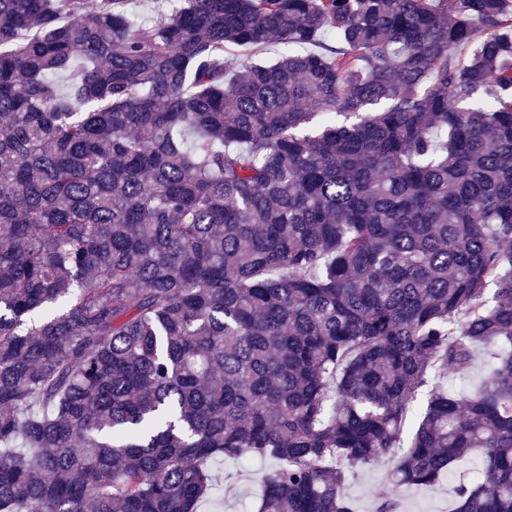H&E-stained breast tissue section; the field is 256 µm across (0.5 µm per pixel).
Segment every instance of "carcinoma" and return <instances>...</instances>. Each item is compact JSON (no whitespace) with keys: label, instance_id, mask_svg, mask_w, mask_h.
Returning a JSON list of instances; mask_svg holds the SVG:
<instances>
[{"label":"carcinoma","instance_id":"carcinoma-1","mask_svg":"<svg viewBox=\"0 0 512 512\" xmlns=\"http://www.w3.org/2000/svg\"><path fill=\"white\" fill-rule=\"evenodd\" d=\"M166 3L0 0V512H512V0ZM496 352L493 347H480L477 351L473 369L466 381L459 380L452 375H448L444 387L448 392L459 390L462 387L475 388L487 373V365L492 358V353ZM215 466L224 470L226 485H233L237 497L224 495V485L212 490L211 495L200 505V512H254L255 503L260 498L263 480L271 469L267 459L256 457L242 461L233 459L217 461ZM249 504L251 505L249 507ZM391 466L389 458L358 467L350 477L348 495L355 512H375L376 501L382 494L391 495L400 502V512H448L454 499L455 480L442 478L429 487H392L385 475Z\"/></svg>","mask_w":512,"mask_h":512}]
</instances>
